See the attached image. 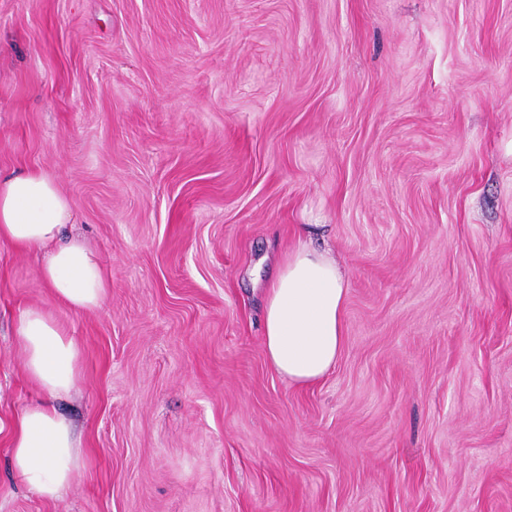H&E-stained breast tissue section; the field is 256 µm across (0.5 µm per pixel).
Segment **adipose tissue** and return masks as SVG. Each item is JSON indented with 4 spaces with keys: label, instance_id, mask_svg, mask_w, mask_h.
Wrapping results in <instances>:
<instances>
[{
    "label": "adipose tissue",
    "instance_id": "obj_1",
    "mask_svg": "<svg viewBox=\"0 0 512 512\" xmlns=\"http://www.w3.org/2000/svg\"><path fill=\"white\" fill-rule=\"evenodd\" d=\"M71 216L72 202L53 177L38 171L0 176V242L39 251V277L52 296L73 311H94L106 302L110 284L87 244L65 238ZM346 298L347 278L331 252L298 239L265 290L263 345L270 367L297 385L322 379L344 347ZM16 345L28 381L44 398L12 420L11 468L28 489L58 499L83 464L80 435L58 408L80 384V347L38 306L21 314Z\"/></svg>",
    "mask_w": 512,
    "mask_h": 512
}]
</instances>
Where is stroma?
<instances>
[{"label":"stroma","mask_w":512,"mask_h":512,"mask_svg":"<svg viewBox=\"0 0 512 512\" xmlns=\"http://www.w3.org/2000/svg\"><path fill=\"white\" fill-rule=\"evenodd\" d=\"M57 178L111 294L0 242V512H512V0H0V175ZM348 277L321 381L269 366L302 225ZM81 346L84 464L46 499L15 347Z\"/></svg>","instance_id":"1"}]
</instances>
